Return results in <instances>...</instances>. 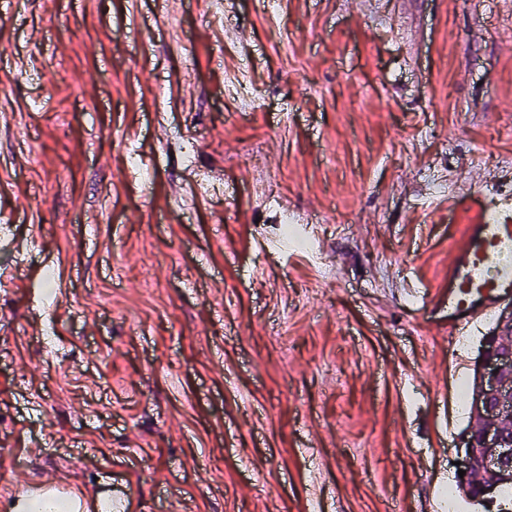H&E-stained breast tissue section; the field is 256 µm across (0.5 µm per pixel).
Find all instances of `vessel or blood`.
I'll return each instance as SVG.
<instances>
[{"label": "vessel or blood", "instance_id": "vessel-or-blood-1", "mask_svg": "<svg viewBox=\"0 0 512 512\" xmlns=\"http://www.w3.org/2000/svg\"><path fill=\"white\" fill-rule=\"evenodd\" d=\"M475 223L466 225L448 265V334L487 315L501 296L512 295V194L484 192ZM39 495L67 497L72 512H90L85 495L59 481L41 482Z\"/></svg>", "mask_w": 512, "mask_h": 512}]
</instances>
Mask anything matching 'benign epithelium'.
Wrapping results in <instances>:
<instances>
[{"mask_svg":"<svg viewBox=\"0 0 512 512\" xmlns=\"http://www.w3.org/2000/svg\"><path fill=\"white\" fill-rule=\"evenodd\" d=\"M469 404L473 424L460 436L461 486L486 502L512 484V297L483 342Z\"/></svg>","mask_w":512,"mask_h":512,"instance_id":"obj_1","label":"benign epithelium"}]
</instances>
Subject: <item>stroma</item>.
I'll return each instance as SVG.
<instances>
[{
	"instance_id": "stroma-1",
	"label": "stroma",
	"mask_w": 512,
	"mask_h": 512,
	"mask_svg": "<svg viewBox=\"0 0 512 512\" xmlns=\"http://www.w3.org/2000/svg\"><path fill=\"white\" fill-rule=\"evenodd\" d=\"M478 186L512 192V0H0V510L449 512ZM37 491L39 495L54 498V497H68L72 502L71 512H91L89 502L85 495L69 484L62 483L61 481L54 482H41L32 488ZM48 498L39 499L33 498L30 500L16 501L11 506L10 512H65L63 511L64 505L58 500H51Z\"/></svg>"
}]
</instances>
